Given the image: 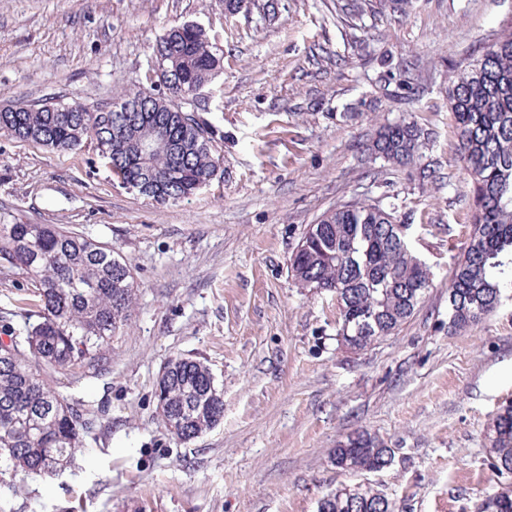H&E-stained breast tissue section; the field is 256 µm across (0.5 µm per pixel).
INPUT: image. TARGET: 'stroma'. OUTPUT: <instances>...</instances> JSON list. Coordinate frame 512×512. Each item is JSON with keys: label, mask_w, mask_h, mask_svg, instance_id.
<instances>
[{"label": "stroma", "mask_w": 512, "mask_h": 512, "mask_svg": "<svg viewBox=\"0 0 512 512\" xmlns=\"http://www.w3.org/2000/svg\"><path fill=\"white\" fill-rule=\"evenodd\" d=\"M277 0L275 14L224 0H0V109L116 100L144 80L171 24L204 27L223 53L206 119L222 171L190 199L123 185L93 146L56 153L0 135V222L60 224L111 246L136 303L109 370L53 385L97 421L55 479L0 493L6 512H318L358 485L394 512H475L512 484L485 429L512 403V296L448 330V284L468 236L471 183L450 132L448 81L512 31V0ZM415 123L423 146L396 167L368 146ZM396 210L431 284L398 334L338 344L332 292L298 288L289 258L330 207ZM207 365L224 416L183 441L155 389L164 364ZM365 429L392 450L379 471H345L338 441Z\"/></svg>", "instance_id": "35a3bbf8"}]
</instances>
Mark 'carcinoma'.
Masks as SVG:
<instances>
[{
	"label": "carcinoma",
	"instance_id": "obj_1",
	"mask_svg": "<svg viewBox=\"0 0 512 512\" xmlns=\"http://www.w3.org/2000/svg\"><path fill=\"white\" fill-rule=\"evenodd\" d=\"M166 52L167 80L190 98L203 99L223 65L212 43L194 26L164 30L153 53ZM130 89L104 107L70 112L55 102L0 112V134L38 143L52 151H75L90 141L112 172L129 183L151 171L159 180L158 200L194 194L223 163L218 139L196 109L175 105L167 87L153 89L145 123L126 121L122 104L141 99ZM451 133L459 162L470 177L469 234L448 285V328L463 330L493 311L512 288V32L489 44L462 67L448 88ZM157 133L148 162L126 151L121 141ZM413 123L382 127L372 153L396 165L415 161L422 143ZM397 217L376 203L359 201L326 210L304 233L289 258L297 285L340 291L337 341L363 350L395 334L430 286V271L401 240ZM0 275L35 288L34 309L23 313L21 329L0 342V489L16 490L31 477L66 471L84 447L93 422L52 385L44 367L104 370L112 338L135 304L128 265L83 233L57 224H0ZM168 430L183 440L198 437L224 416L223 394L203 363L170 359L156 388ZM493 466L512 473V406L496 413L488 428ZM392 456L385 441L366 431L346 437L333 452L336 467L378 471ZM324 512H393L389 500L371 487L330 493ZM476 512H512V487L481 501Z\"/></svg>",
	"mask_w": 512,
	"mask_h": 512
}]
</instances>
